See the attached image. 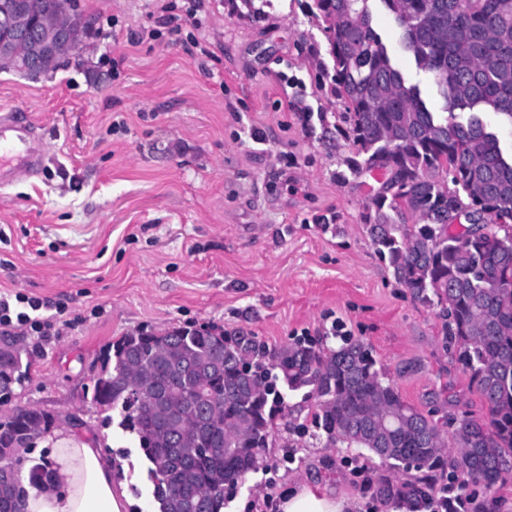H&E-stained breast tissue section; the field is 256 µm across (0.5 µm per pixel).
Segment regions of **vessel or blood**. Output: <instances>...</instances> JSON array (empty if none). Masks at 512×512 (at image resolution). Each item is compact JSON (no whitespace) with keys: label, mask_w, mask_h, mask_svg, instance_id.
Here are the masks:
<instances>
[{"label":"vessel or blood","mask_w":512,"mask_h":512,"mask_svg":"<svg viewBox=\"0 0 512 512\" xmlns=\"http://www.w3.org/2000/svg\"><path fill=\"white\" fill-rule=\"evenodd\" d=\"M38 140L37 127L26 113L16 109L0 113V188L42 168L46 154Z\"/></svg>","instance_id":"1"}]
</instances>
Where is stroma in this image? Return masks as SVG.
I'll list each match as a JSON object with an SVG mask.
<instances>
[{"label": "stroma", "instance_id": "35a3bbf8", "mask_svg": "<svg viewBox=\"0 0 512 512\" xmlns=\"http://www.w3.org/2000/svg\"><path fill=\"white\" fill-rule=\"evenodd\" d=\"M311 2L268 0L252 14L204 0L202 28L135 45L157 29L154 0H72L95 20L84 52L47 75L0 71V110L28 112L48 154L42 173L0 194V295L64 303L68 321L55 336L16 331L31 371L14 403L79 422V437L121 464L137 512L156 509L148 463L92 393L102 350L139 329L217 325L271 350L339 322L421 411L486 413L440 307L398 285L366 234L381 186L347 167L345 106L323 73L329 46ZM368 7L393 63L442 109L382 0ZM285 402L265 451L279 488L322 481L384 512L346 449L306 435L282 462L289 426L314 410L299 392Z\"/></svg>", "mask_w": 512, "mask_h": 512}]
</instances>
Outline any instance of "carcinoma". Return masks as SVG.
<instances>
[{"label": "carcinoma", "instance_id": "carcinoma-1", "mask_svg": "<svg viewBox=\"0 0 512 512\" xmlns=\"http://www.w3.org/2000/svg\"><path fill=\"white\" fill-rule=\"evenodd\" d=\"M382 2L444 106L430 108L392 64L367 0H313L329 44L331 88L346 107L350 169L385 178L364 215L371 243L417 300L446 312L448 339L488 416L463 417L447 437L403 399L363 341L339 331L334 347L299 342L268 353L216 329L131 332L103 351L108 380L94 382L92 400L117 412L137 441L159 512H222L224 496L214 489L262 467L284 388L314 401L312 423L327 445L378 460L374 496L386 509L428 512L432 471L452 450L460 482L479 475L491 488L512 471V157L484 120L492 113L512 123V0ZM19 3L0 0L1 39ZM76 17L70 0H49L32 27ZM457 109L470 111L466 121ZM443 172L452 186L438 179ZM465 208L481 211L492 228L469 238L451 233L449 214ZM410 216L418 223H407ZM29 370L0 355V406ZM52 425L32 408L1 414L0 460L10 464ZM414 461L431 473L396 475ZM28 478L39 489L59 480L44 459L30 465Z\"/></svg>", "mask_w": 512, "mask_h": 512}]
</instances>
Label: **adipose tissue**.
Masks as SVG:
<instances>
[{
  "label": "adipose tissue",
  "instance_id": "obj_1",
  "mask_svg": "<svg viewBox=\"0 0 512 512\" xmlns=\"http://www.w3.org/2000/svg\"><path fill=\"white\" fill-rule=\"evenodd\" d=\"M48 460L63 482L62 489L28 488L21 512H129L132 500L116 484L113 468L98 448L63 428L49 436ZM281 512H358L359 502L337 496L319 482L288 489Z\"/></svg>",
  "mask_w": 512,
  "mask_h": 512
}]
</instances>
